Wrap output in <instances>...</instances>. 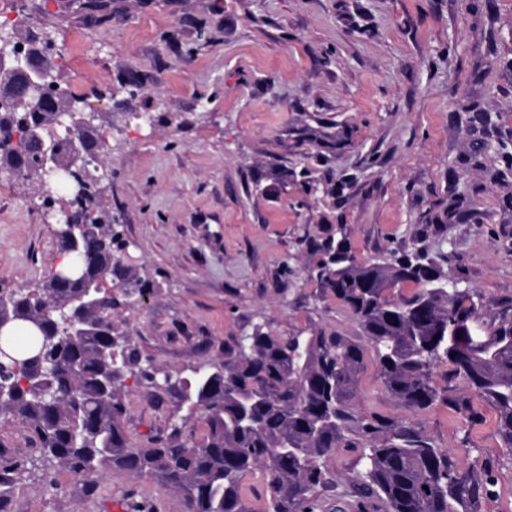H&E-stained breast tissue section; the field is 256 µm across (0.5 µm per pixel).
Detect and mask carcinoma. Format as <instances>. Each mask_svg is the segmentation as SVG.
<instances>
[{
    "label": "carcinoma",
    "mask_w": 512,
    "mask_h": 512,
    "mask_svg": "<svg viewBox=\"0 0 512 512\" xmlns=\"http://www.w3.org/2000/svg\"><path fill=\"white\" fill-rule=\"evenodd\" d=\"M20 118L0 110V165L23 176L31 143L10 145ZM76 248L111 266L86 267L83 280L64 288L51 275L0 303V318L14 328L0 345V367L12 372L0 394V422L27 428L58 466L86 478L108 470L151 478L176 493L185 512H255L241 483L260 469L269 478L261 512H317L336 489L329 459L353 448L358 460L344 495L356 499L359 512L374 501L383 512H479L493 495L490 472L462 470L419 424L355 403L368 347L384 390L417 414L445 406L469 421L471 398L489 403L512 454V306L485 319L481 295L449 281L421 252L358 264L343 242L321 245L329 260L317 278L360 325L367 345L324 330L280 336L258 325L225 348L224 358L174 379L143 359L112 320L119 297L149 290L113 260L112 225H94ZM406 283L415 286L412 295L387 294ZM87 290L89 329L70 335L59 309ZM32 317L42 328H30ZM129 378L179 389L200 413L202 438L185 439L173 424L153 447L134 446L124 425ZM21 470L0 458V505Z\"/></svg>",
    "instance_id": "obj_1"
}]
</instances>
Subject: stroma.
<instances>
[{"label":"stroma","instance_id":"stroma-1","mask_svg":"<svg viewBox=\"0 0 512 512\" xmlns=\"http://www.w3.org/2000/svg\"><path fill=\"white\" fill-rule=\"evenodd\" d=\"M31 28L75 53L56 76L98 115L95 211L117 218L126 266L151 286L113 319L154 368L191 377L259 324L360 338L316 278L330 239L359 262L422 251L485 313L512 304V0H19L0 33ZM38 194L0 167V290L62 260ZM125 403L138 447L174 422L202 432L179 390L133 384ZM356 403L418 418L462 467L491 470L481 512H512L490 405L471 423L412 415L371 360ZM0 456L24 465L4 512H184L152 480L60 468L16 423Z\"/></svg>","mask_w":512,"mask_h":512}]
</instances>
